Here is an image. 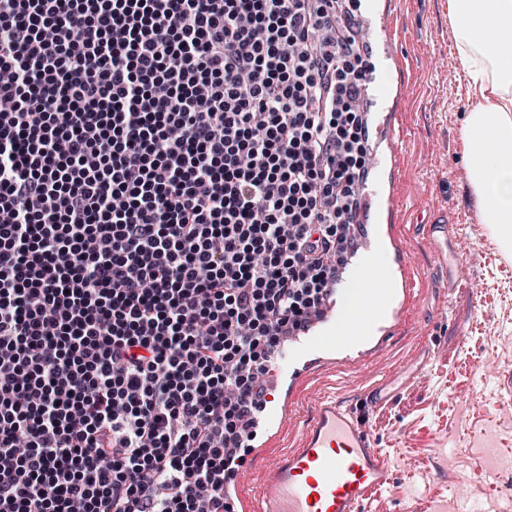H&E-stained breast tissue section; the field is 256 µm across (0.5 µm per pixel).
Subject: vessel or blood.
<instances>
[{
	"instance_id": "b4317fda",
	"label": "vessel or blood",
	"mask_w": 512,
	"mask_h": 512,
	"mask_svg": "<svg viewBox=\"0 0 512 512\" xmlns=\"http://www.w3.org/2000/svg\"><path fill=\"white\" fill-rule=\"evenodd\" d=\"M423 231L436 262L448 269L449 287H457L464 258L460 236L446 224H427ZM380 259L374 250L347 269L323 314L331 321V330L305 343L284 346L276 360L277 372L286 371L289 361L304 352L360 342L383 321L389 296L375 275ZM430 359L422 346L406 365L381 374L365 392L366 407L385 405L398 381L425 373ZM391 482L389 459L371 439L361 413L322 392L314 397L311 416L293 448L265 469L254 512H366Z\"/></svg>"
}]
</instances>
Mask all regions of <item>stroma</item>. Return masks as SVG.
<instances>
[{
  "mask_svg": "<svg viewBox=\"0 0 512 512\" xmlns=\"http://www.w3.org/2000/svg\"><path fill=\"white\" fill-rule=\"evenodd\" d=\"M373 2L390 24L392 44L383 48L361 22L355 38L372 59H384L391 95L378 103L369 130L368 175L382 180L394 210L365 208L354 237L362 247L378 235L395 241L382 280L396 289L404 314L388 331L336 348L332 361L302 368L288 418L242 449L234 480L245 495L254 493L270 462L295 444L314 393L334 391L345 407L365 411L364 389L424 343L432 353L429 375L367 411L370 435L392 467L389 489L367 512H458L452 489L468 478L482 512H512V468L482 465L480 444L493 428L512 452V403L497 381H481L478 371L487 363L512 376V257L500 252L468 184L461 118L473 101L448 0ZM386 121L397 135L391 149L381 139ZM434 212L446 215L467 244L463 285L455 290L421 229Z\"/></svg>",
  "mask_w": 512,
  "mask_h": 512,
  "instance_id": "1",
  "label": "stroma"
}]
</instances>
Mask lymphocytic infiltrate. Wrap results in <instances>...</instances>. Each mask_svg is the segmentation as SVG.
<instances>
[{
  "label": "lymphocytic infiltrate",
  "instance_id": "1",
  "mask_svg": "<svg viewBox=\"0 0 512 512\" xmlns=\"http://www.w3.org/2000/svg\"><path fill=\"white\" fill-rule=\"evenodd\" d=\"M354 25L0 0V512H224V443L355 221Z\"/></svg>",
  "mask_w": 512,
  "mask_h": 512
}]
</instances>
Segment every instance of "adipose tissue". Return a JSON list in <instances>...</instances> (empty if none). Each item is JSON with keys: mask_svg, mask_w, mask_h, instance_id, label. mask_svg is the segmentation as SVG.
Masks as SVG:
<instances>
[{"mask_svg": "<svg viewBox=\"0 0 512 512\" xmlns=\"http://www.w3.org/2000/svg\"><path fill=\"white\" fill-rule=\"evenodd\" d=\"M458 55L474 106L461 132L472 194L505 252H512V0H448Z\"/></svg>", "mask_w": 512, "mask_h": 512, "instance_id": "adipose-tissue-1", "label": "adipose tissue"}]
</instances>
